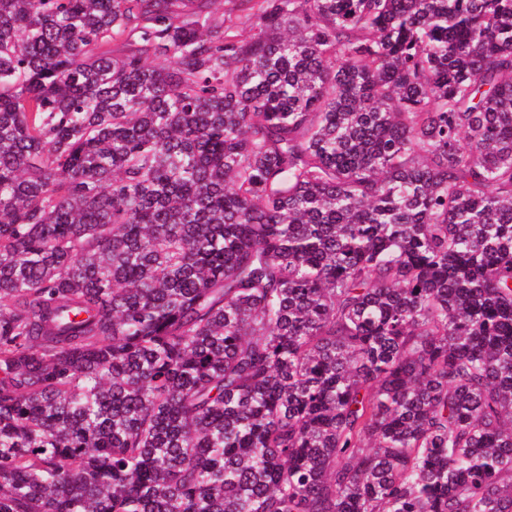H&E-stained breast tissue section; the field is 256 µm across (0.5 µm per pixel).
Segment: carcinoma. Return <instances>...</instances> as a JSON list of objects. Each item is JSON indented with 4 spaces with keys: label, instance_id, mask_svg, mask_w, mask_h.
<instances>
[{
    "label": "carcinoma",
    "instance_id": "cac0c4a2",
    "mask_svg": "<svg viewBox=\"0 0 512 512\" xmlns=\"http://www.w3.org/2000/svg\"><path fill=\"white\" fill-rule=\"evenodd\" d=\"M228 2L0 0V512H512V0Z\"/></svg>",
    "mask_w": 512,
    "mask_h": 512
}]
</instances>
